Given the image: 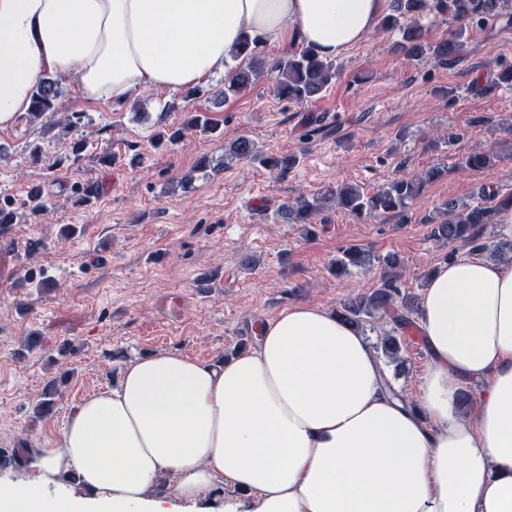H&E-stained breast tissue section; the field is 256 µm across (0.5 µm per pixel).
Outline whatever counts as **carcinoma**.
I'll list each match as a JSON object with an SVG mask.
<instances>
[{
	"label": "carcinoma",
	"instance_id": "carcinoma-1",
	"mask_svg": "<svg viewBox=\"0 0 512 512\" xmlns=\"http://www.w3.org/2000/svg\"><path fill=\"white\" fill-rule=\"evenodd\" d=\"M512 10V0H393L392 13L385 17L384 26L401 33L399 48L414 57L432 55L439 63L451 66L464 54L467 44V25L478 20L498 17ZM431 13L450 14L461 25L448 36L437 42L424 38L418 20ZM227 77L224 78V98L237 95L260 78L267 76L274 84L276 95L289 102L308 101L326 90L336 80L337 65L333 60L321 59L312 50L269 60L263 46L257 40L245 39L241 48L236 50ZM61 96L57 80L49 77L36 87L29 117L37 119L46 112L56 109ZM232 153L238 157H249L272 172L286 173L298 163V156L288 153L265 156L254 150L252 142L242 137L233 147ZM493 155L474 151L465 156L463 165L469 169H480L491 162ZM445 170L432 168L423 173L406 175L392 180L380 190L367 193L357 184H347L334 191L314 196H297L284 203L278 213L289 224H314L316 217L328 198L336 200L338 207L355 215L400 214L408 208L422 193L424 185L439 180ZM41 189L35 187L29 191L27 200L16 203L8 195H0V224H11L16 216V207L31 206L38 213L46 210L41 200ZM448 218L434 228V236L446 242L473 244L480 237L479 226L491 223L495 208L492 206L459 205L453 201L445 204ZM365 263L364 251L358 247H348L336 258L334 269L345 273L351 267ZM386 269L380 285L371 293L340 305L337 314L350 325L359 328L369 319L384 320L390 325L380 340L382 354L390 361L401 359V336L405 330L414 326L411 319L413 304L402 296L398 278L393 270L399 266L394 256L382 259Z\"/></svg>",
	"mask_w": 512,
	"mask_h": 512
}]
</instances>
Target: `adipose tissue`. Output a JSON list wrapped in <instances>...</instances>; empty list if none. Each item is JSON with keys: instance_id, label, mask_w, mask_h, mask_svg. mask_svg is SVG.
<instances>
[{"instance_id": "ef3b65f1", "label": "adipose tissue", "mask_w": 512, "mask_h": 512, "mask_svg": "<svg viewBox=\"0 0 512 512\" xmlns=\"http://www.w3.org/2000/svg\"><path fill=\"white\" fill-rule=\"evenodd\" d=\"M389 0H0V129L44 74L118 105L226 74L243 36L343 56ZM421 410L394 398L363 336L325 308L264 321L223 361L128 364L0 477V512H512V264L460 253L427 281ZM470 383L469 405L460 389ZM76 489H60L64 475Z\"/></svg>"}]
</instances>
